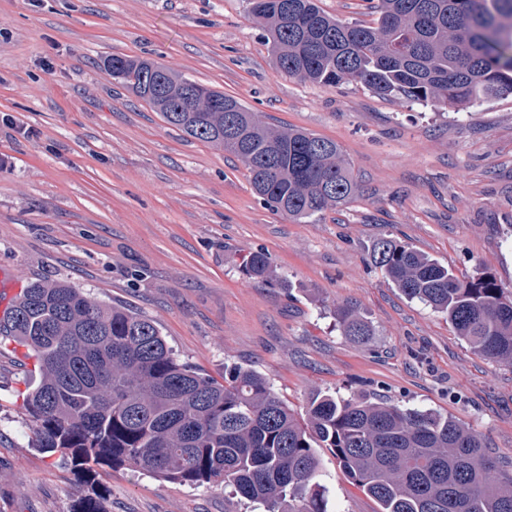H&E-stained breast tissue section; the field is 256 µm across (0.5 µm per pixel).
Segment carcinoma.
Segmentation results:
<instances>
[{
  "label": "carcinoma",
  "instance_id": "obj_1",
  "mask_svg": "<svg viewBox=\"0 0 512 512\" xmlns=\"http://www.w3.org/2000/svg\"><path fill=\"white\" fill-rule=\"evenodd\" d=\"M369 24H346L318 0L253 6L280 73L325 87L357 81L389 100L454 104L512 95V0H376ZM104 69L170 126L224 146L275 210L305 218L342 205L356 183L339 145L264 124L237 100L145 58ZM162 91L147 95V86ZM371 260L406 297L443 314L482 357L512 363V298L481 273L458 277L382 236ZM243 269L281 286L262 252ZM344 335L369 324L337 311ZM0 336L28 351L41 375L23 398L36 447L70 461L91 493L75 512H102L92 465L128 466L171 481L232 488L267 512H325L318 448L380 512H512V473L455 419L362 395L312 396L298 414L251 368L220 383L168 346L155 323L62 281L31 283L0 317Z\"/></svg>",
  "mask_w": 512,
  "mask_h": 512
}]
</instances>
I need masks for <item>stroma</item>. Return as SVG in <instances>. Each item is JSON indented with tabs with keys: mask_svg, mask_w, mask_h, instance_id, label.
I'll return each instance as SVG.
<instances>
[{
	"mask_svg": "<svg viewBox=\"0 0 512 512\" xmlns=\"http://www.w3.org/2000/svg\"><path fill=\"white\" fill-rule=\"evenodd\" d=\"M253 0H0V270L64 280L153 320L216 379L254 369L303 412L316 392L433 409L512 467V364L477 354L370 260L387 235L512 295V96L470 106L382 99L277 72ZM136 56L224 92L278 129L338 143L354 198L306 218L273 210L244 165L187 136L112 79ZM266 254L283 287L249 277ZM370 325L360 343L336 312ZM39 379L0 339V512H73L87 492L33 445ZM327 512L378 503L317 451ZM105 512H265L223 486L99 466Z\"/></svg>",
	"mask_w": 512,
	"mask_h": 512,
	"instance_id": "obj_1",
	"label": "stroma"
}]
</instances>
